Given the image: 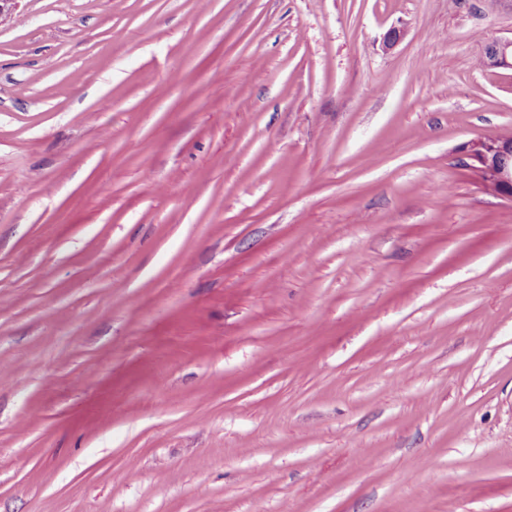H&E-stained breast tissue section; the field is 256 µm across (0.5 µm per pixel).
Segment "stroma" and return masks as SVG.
<instances>
[{
	"label": "stroma",
	"instance_id": "stroma-1",
	"mask_svg": "<svg viewBox=\"0 0 512 512\" xmlns=\"http://www.w3.org/2000/svg\"><path fill=\"white\" fill-rule=\"evenodd\" d=\"M404 29L386 47L385 33ZM512 0H8L0 512H512ZM488 69L512 71V38L495 40L488 43L482 56ZM465 160L480 181L497 185L498 191L491 193L512 201V141L473 140L466 149Z\"/></svg>",
	"mask_w": 512,
	"mask_h": 512
}]
</instances>
